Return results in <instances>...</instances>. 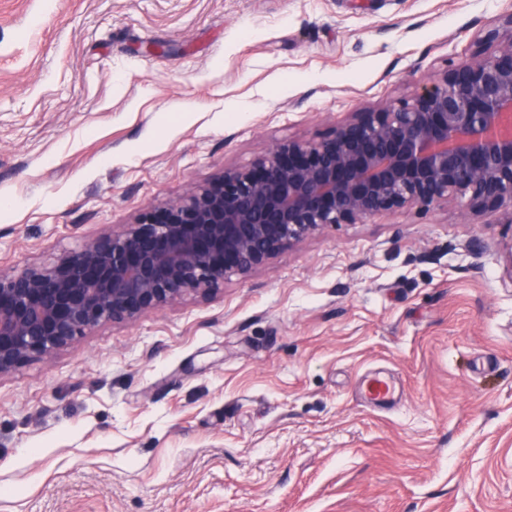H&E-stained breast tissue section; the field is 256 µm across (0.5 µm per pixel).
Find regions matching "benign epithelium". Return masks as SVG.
<instances>
[{"instance_id": "1", "label": "benign epithelium", "mask_w": 512, "mask_h": 512, "mask_svg": "<svg viewBox=\"0 0 512 512\" xmlns=\"http://www.w3.org/2000/svg\"><path fill=\"white\" fill-rule=\"evenodd\" d=\"M477 56L288 140L52 263L0 271V375L265 265L336 224L454 198L512 220V15Z\"/></svg>"}]
</instances>
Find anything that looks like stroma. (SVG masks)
Listing matches in <instances>:
<instances>
[{
  "label": "stroma",
  "mask_w": 512,
  "mask_h": 512,
  "mask_svg": "<svg viewBox=\"0 0 512 512\" xmlns=\"http://www.w3.org/2000/svg\"><path fill=\"white\" fill-rule=\"evenodd\" d=\"M512 0H0V270L486 51ZM188 104V120H171ZM512 219L329 227L0 376V512H512ZM400 400L367 406L366 377Z\"/></svg>",
  "instance_id": "stroma-1"
}]
</instances>
